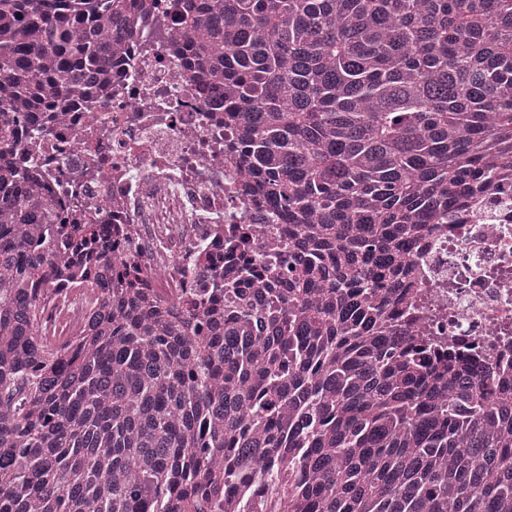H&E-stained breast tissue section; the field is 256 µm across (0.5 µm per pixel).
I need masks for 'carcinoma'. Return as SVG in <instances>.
Here are the masks:
<instances>
[{
  "label": "carcinoma",
  "mask_w": 512,
  "mask_h": 512,
  "mask_svg": "<svg viewBox=\"0 0 512 512\" xmlns=\"http://www.w3.org/2000/svg\"><path fill=\"white\" fill-rule=\"evenodd\" d=\"M176 6L286 270L252 287L232 235L223 305L121 291L110 232L0 165V512H512V375L390 315L419 234L512 168V0ZM134 34L127 0H0V155ZM58 236L96 295L61 343ZM44 329L51 339L65 340L69 336H75V331L69 325L64 313L47 311L44 319Z\"/></svg>",
  "instance_id": "obj_1"
}]
</instances>
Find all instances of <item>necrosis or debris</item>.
Segmentation results:
<instances>
[{
    "instance_id": "1",
    "label": "necrosis or debris",
    "mask_w": 512,
    "mask_h": 512,
    "mask_svg": "<svg viewBox=\"0 0 512 512\" xmlns=\"http://www.w3.org/2000/svg\"><path fill=\"white\" fill-rule=\"evenodd\" d=\"M136 36L103 91L14 129L0 164L33 178L57 224L112 227V277L171 302L224 286V235L260 261L288 252V227L243 174L235 130L201 100L172 0H131ZM416 336L512 364V179L428 225L396 307Z\"/></svg>"
}]
</instances>
